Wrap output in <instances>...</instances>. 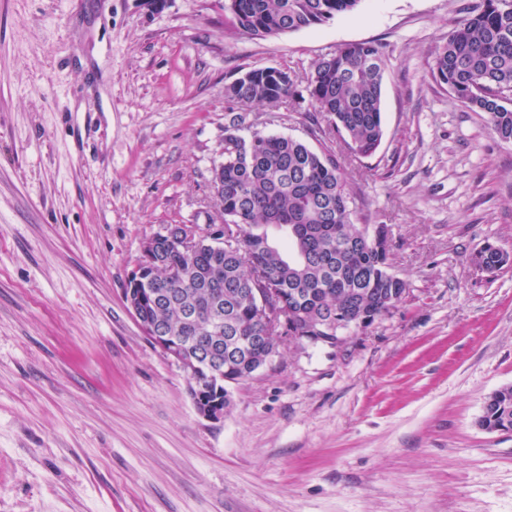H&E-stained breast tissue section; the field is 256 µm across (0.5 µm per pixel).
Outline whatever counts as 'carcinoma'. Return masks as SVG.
<instances>
[{
	"mask_svg": "<svg viewBox=\"0 0 512 512\" xmlns=\"http://www.w3.org/2000/svg\"><path fill=\"white\" fill-rule=\"evenodd\" d=\"M361 0H225L224 11L242 35L275 37L354 13ZM385 54L373 42L348 43L319 58L307 71L249 70L224 87L229 111L224 160L213 165L212 183L224 206L226 249L217 241L190 253L157 241L148 282L133 289L143 309L175 337L192 359V377L211 391L242 377L263 355L245 345L226 354V337L258 328L251 290L277 288L292 311V331L331 312L359 318L379 314L407 287L391 272L388 234L373 241L354 222L353 187L345 174L350 158L369 157L384 136L382 100ZM432 76L462 103L489 117L493 131L512 142V0H479L434 51ZM305 83L323 140L314 151L300 140L254 132L239 134L244 113L255 105L294 100ZM509 255L487 243L474 262L493 272ZM214 345V359L196 356L197 337ZM481 427L512 430V386L484 402Z\"/></svg>",
	"mask_w": 512,
	"mask_h": 512,
	"instance_id": "obj_1",
	"label": "carcinoma"
}]
</instances>
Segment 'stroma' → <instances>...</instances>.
Masks as SVG:
<instances>
[{
	"label": "stroma",
	"instance_id": "stroma-1",
	"mask_svg": "<svg viewBox=\"0 0 512 512\" xmlns=\"http://www.w3.org/2000/svg\"><path fill=\"white\" fill-rule=\"evenodd\" d=\"M477 0H362L277 37L222 0H0V512H512V143L431 75ZM386 57L384 137L347 164L362 224L390 229L407 293L338 348L287 343L198 415L186 372L124 298L144 240L211 223L224 86L336 46ZM309 99L257 106L321 143ZM509 255L491 243L485 244L475 255L474 262L485 271L493 272L508 265ZM479 424L488 431L512 430V386L502 387L486 398Z\"/></svg>",
	"mask_w": 512,
	"mask_h": 512
}]
</instances>
